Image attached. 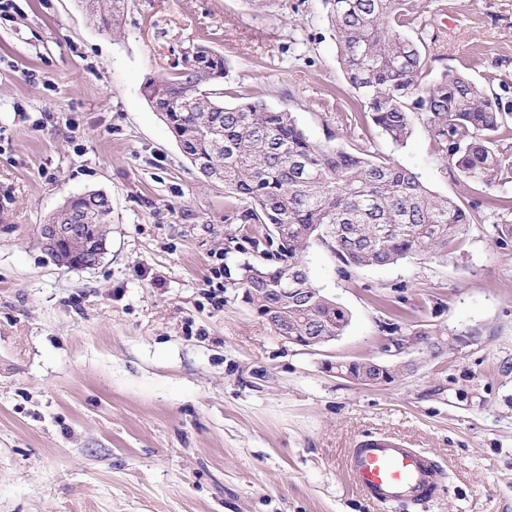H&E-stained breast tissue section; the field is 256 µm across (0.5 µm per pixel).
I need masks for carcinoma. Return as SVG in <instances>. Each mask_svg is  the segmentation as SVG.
I'll use <instances>...</instances> for the list:
<instances>
[{
	"mask_svg": "<svg viewBox=\"0 0 512 512\" xmlns=\"http://www.w3.org/2000/svg\"><path fill=\"white\" fill-rule=\"evenodd\" d=\"M85 2L102 28L118 27L126 0ZM324 3L349 89L383 135L402 147L421 120L460 178L488 189L512 181V104L457 69L431 76L424 38L400 31L414 0ZM184 63L149 79L144 93L192 164L246 203L242 219L271 226L270 263L238 264L243 298L267 324L290 336H340L348 326L347 311L311 281L306 254L315 243L347 275L434 254L473 223L469 211L399 163L315 144L294 113L261 99L225 104L218 86L227 63L209 47L190 46ZM111 213L103 193L68 197L49 223L80 220L83 240L63 239L47 254L59 266L82 265L87 244L105 249ZM289 276L300 289L294 298L279 293Z\"/></svg>",
	"mask_w": 512,
	"mask_h": 512,
	"instance_id": "carcinoma-1",
	"label": "carcinoma"
}]
</instances>
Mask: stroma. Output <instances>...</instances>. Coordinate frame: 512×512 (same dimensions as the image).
<instances>
[{"label": "stroma", "instance_id": "1", "mask_svg": "<svg viewBox=\"0 0 512 512\" xmlns=\"http://www.w3.org/2000/svg\"><path fill=\"white\" fill-rule=\"evenodd\" d=\"M0 15V512H512V183H463L423 122L389 142L345 91L323 0H128L102 30L84 0H10ZM432 73L512 102V0H417ZM199 43L224 56V101L293 112L318 144L414 169L475 217L447 253L313 283L350 324L288 344L224 266L263 262L244 208L183 155L148 79ZM112 203L106 252L56 265L40 228L69 196ZM426 339H419V332ZM440 343L433 354L431 343ZM409 363L360 386L336 360ZM385 435L440 465L433 499L378 505L344 455Z\"/></svg>", "mask_w": 512, "mask_h": 512}]
</instances>
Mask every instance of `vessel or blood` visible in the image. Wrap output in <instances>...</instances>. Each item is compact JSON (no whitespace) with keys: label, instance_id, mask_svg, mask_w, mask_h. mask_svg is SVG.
<instances>
[{"label":"vessel or blood","instance_id":"b4317fda","mask_svg":"<svg viewBox=\"0 0 512 512\" xmlns=\"http://www.w3.org/2000/svg\"><path fill=\"white\" fill-rule=\"evenodd\" d=\"M345 468L355 487L380 504L420 503L437 488L434 460L390 437L359 441L348 453Z\"/></svg>","mask_w":512,"mask_h":512}]
</instances>
